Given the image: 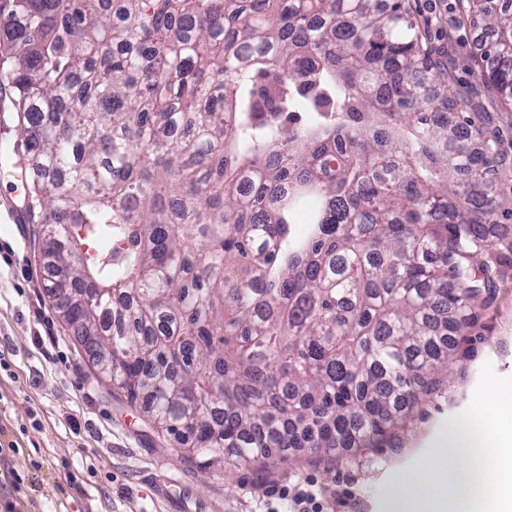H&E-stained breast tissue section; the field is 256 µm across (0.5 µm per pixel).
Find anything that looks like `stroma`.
<instances>
[{
  "label": "stroma",
  "instance_id": "stroma-1",
  "mask_svg": "<svg viewBox=\"0 0 512 512\" xmlns=\"http://www.w3.org/2000/svg\"><path fill=\"white\" fill-rule=\"evenodd\" d=\"M409 4L433 60L471 101L466 119L496 137L494 181L512 198V107L474 62L487 35L472 27L460 0ZM13 138L0 129V440L14 445L0 453V508L11 501L17 512H264L267 492L299 480L323 491L324 512H370L385 497L383 467L420 469L446 421L467 415L489 388L512 389L511 279L495 289L449 375L395 436L349 459L304 448L278 452L266 468H200L96 377L62 321L23 207L32 176L12 152ZM14 472L24 480L18 492Z\"/></svg>",
  "mask_w": 512,
  "mask_h": 512
}]
</instances>
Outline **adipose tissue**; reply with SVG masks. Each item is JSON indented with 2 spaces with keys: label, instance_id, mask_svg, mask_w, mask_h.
Masks as SVG:
<instances>
[{
  "label": "adipose tissue",
  "instance_id": "adipose-tissue-1",
  "mask_svg": "<svg viewBox=\"0 0 512 512\" xmlns=\"http://www.w3.org/2000/svg\"><path fill=\"white\" fill-rule=\"evenodd\" d=\"M512 395L488 391L448 430L420 472L387 489L391 512H501L512 501Z\"/></svg>",
  "mask_w": 512,
  "mask_h": 512
}]
</instances>
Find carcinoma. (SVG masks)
Wrapping results in <instances>:
<instances>
[{"instance_id":"cac0c4a2","label":"carcinoma","mask_w":512,"mask_h":512,"mask_svg":"<svg viewBox=\"0 0 512 512\" xmlns=\"http://www.w3.org/2000/svg\"><path fill=\"white\" fill-rule=\"evenodd\" d=\"M6 2L27 209L97 377L205 469L394 435L512 268L495 146L404 0ZM466 2L512 105V9Z\"/></svg>"}]
</instances>
